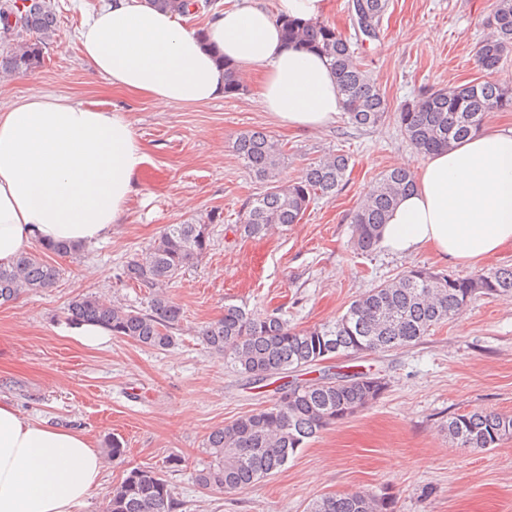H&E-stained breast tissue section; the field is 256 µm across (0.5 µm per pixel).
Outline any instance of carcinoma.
I'll return each instance as SVG.
<instances>
[{
  "label": "carcinoma",
  "instance_id": "cac0c4a2",
  "mask_svg": "<svg viewBox=\"0 0 512 512\" xmlns=\"http://www.w3.org/2000/svg\"><path fill=\"white\" fill-rule=\"evenodd\" d=\"M154 7L186 16L217 8L219 0H149ZM360 10L379 27L387 0H358ZM18 25H10V15ZM286 41L299 43L323 57L336 77L344 110L357 127H376L386 116L384 94L369 79L364 63L347 38L323 21L281 19ZM491 34L479 47L481 68L498 71L512 50V0H496L488 19ZM57 32L54 0H33L19 10L17 0H0V36L15 42L0 55V77L31 72ZM512 108V87L493 81L464 84L427 93L399 112L402 130L420 152L431 154L480 133L487 116ZM233 148L244 166L266 190L249 201L240 234L261 237L274 226L297 224L314 200L332 197L346 183L349 158L331 154L307 168L293 183L281 181L284 145L262 130H248ZM411 171H386L353 216L356 250L371 254L378 246L386 217L398 198L413 191ZM211 247L208 225L187 221L168 224L144 252L126 261V281L152 290L147 309L108 305L93 295L73 300L67 319L94 323L142 346L164 350L183 320V309L161 288L194 266ZM59 257L79 255L67 243L40 246ZM60 268L36 253H24L0 264V305L20 295L50 288ZM478 296L512 297V266L467 277L411 268L353 300L335 322L296 329L276 313L255 315L237 305L209 322L200 335L211 352L239 373L258 381L310 367L336 355L385 352L420 341L436 327L454 319ZM387 381L370 373L322 375L288 381L276 388L272 405L212 431L206 440L207 462L196 473L204 489L238 492L283 469L297 450L319 431L375 403ZM448 438L463 448H494L512 436V415L473 410L454 414L442 423ZM391 502L364 492L321 496L307 512H388ZM181 506L169 482L151 467L134 468L113 488L106 512H177Z\"/></svg>",
  "mask_w": 512,
  "mask_h": 512
}]
</instances>
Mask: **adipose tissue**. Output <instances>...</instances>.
Here are the masks:
<instances>
[{"label":"adipose tissue","instance_id":"1","mask_svg":"<svg viewBox=\"0 0 512 512\" xmlns=\"http://www.w3.org/2000/svg\"><path fill=\"white\" fill-rule=\"evenodd\" d=\"M327 0H235L201 30L147 0H112L78 34L85 63L159 109L224 94V64L259 74L258 103L292 129H320L344 108L329 66L286 44L279 19L322 18ZM149 156L127 113L68 95L28 94L0 107V263L34 243L111 240ZM416 187L381 231L398 256L433 250L469 265L512 243V129H490L413 166ZM105 463L82 433L50 428L0 403V512H81Z\"/></svg>","mask_w":512,"mask_h":512}]
</instances>
